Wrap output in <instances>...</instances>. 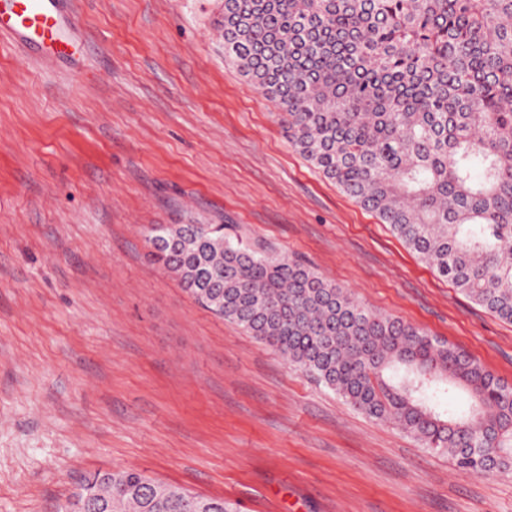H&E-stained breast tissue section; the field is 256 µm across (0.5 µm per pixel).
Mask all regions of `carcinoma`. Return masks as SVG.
<instances>
[{
  "instance_id": "1",
  "label": "carcinoma",
  "mask_w": 512,
  "mask_h": 512,
  "mask_svg": "<svg viewBox=\"0 0 512 512\" xmlns=\"http://www.w3.org/2000/svg\"><path fill=\"white\" fill-rule=\"evenodd\" d=\"M224 57L288 143L463 295L512 323V0H222ZM151 256L201 306L465 472L512 474V386L222 224H157ZM465 390L462 413L440 385ZM99 512H237L126 469Z\"/></svg>"
}]
</instances>
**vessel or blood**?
Segmentation results:
<instances>
[{"label": "vessel or blood", "instance_id": "vessel-or-blood-1", "mask_svg": "<svg viewBox=\"0 0 512 512\" xmlns=\"http://www.w3.org/2000/svg\"><path fill=\"white\" fill-rule=\"evenodd\" d=\"M61 15L53 0H0V34H20L27 40L58 46Z\"/></svg>", "mask_w": 512, "mask_h": 512}]
</instances>
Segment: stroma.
I'll list each match as a JSON object with an SVG mask.
<instances>
[{"instance_id":"obj_1","label":"stroma","mask_w":512,"mask_h":512,"mask_svg":"<svg viewBox=\"0 0 512 512\" xmlns=\"http://www.w3.org/2000/svg\"><path fill=\"white\" fill-rule=\"evenodd\" d=\"M64 53L0 36V512L136 469L238 512H512L194 301L155 224H233L512 385V323L287 142L224 58L221 0H63Z\"/></svg>"}]
</instances>
